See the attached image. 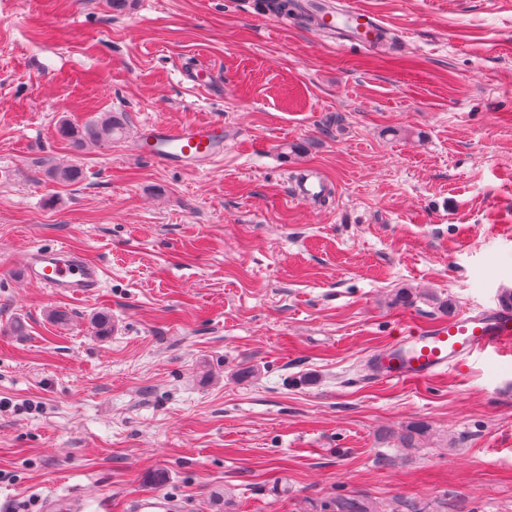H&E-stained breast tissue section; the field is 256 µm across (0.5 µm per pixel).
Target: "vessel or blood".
<instances>
[{
    "mask_svg": "<svg viewBox=\"0 0 512 512\" xmlns=\"http://www.w3.org/2000/svg\"><path fill=\"white\" fill-rule=\"evenodd\" d=\"M146 155L164 165H209L224 154V127L217 123L185 121L176 125L151 122L143 144ZM327 193L320 172L295 179L292 198L307 204ZM27 279L56 293L82 297L102 283L101 269L83 262L66 248L30 250L22 264ZM512 342V308L501 305L449 319L427 330L410 328L373 358L375 376L389 382L427 380L442 371L463 367L477 357L497 352ZM130 512H174L173 500L156 495L135 497Z\"/></svg>",
    "mask_w": 512,
    "mask_h": 512,
    "instance_id": "obj_1",
    "label": "vessel or blood"
}]
</instances>
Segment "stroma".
<instances>
[{"label": "stroma", "instance_id": "obj_1", "mask_svg": "<svg viewBox=\"0 0 512 512\" xmlns=\"http://www.w3.org/2000/svg\"><path fill=\"white\" fill-rule=\"evenodd\" d=\"M257 2L0 0V512H512V346L368 369L512 291V0H353L387 34L360 47ZM105 112L123 135L57 132ZM153 120L222 121L223 158L142 157ZM307 167L329 200L291 199ZM62 245L96 292L24 277ZM131 512H171L176 509L174 500L157 495H143L135 497L130 505ZM321 512H378L377 507L359 497H340L320 505Z\"/></svg>", "mask_w": 512, "mask_h": 512}]
</instances>
